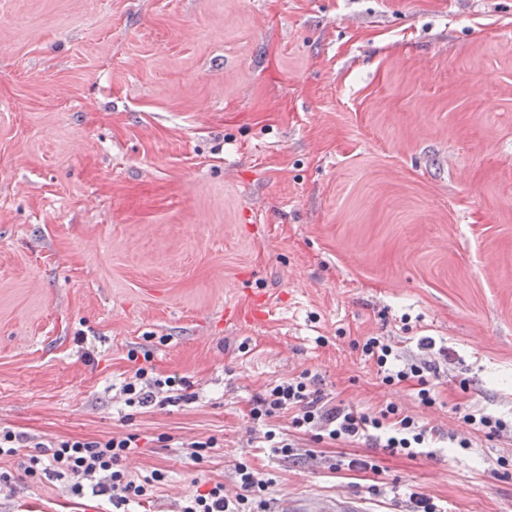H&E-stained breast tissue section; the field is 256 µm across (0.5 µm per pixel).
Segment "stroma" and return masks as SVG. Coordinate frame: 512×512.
I'll use <instances>...</instances> for the list:
<instances>
[{
  "label": "stroma",
  "mask_w": 512,
  "mask_h": 512,
  "mask_svg": "<svg viewBox=\"0 0 512 512\" xmlns=\"http://www.w3.org/2000/svg\"><path fill=\"white\" fill-rule=\"evenodd\" d=\"M367 336L442 348L441 405L383 385ZM132 351L187 401L131 414ZM305 370L440 431L435 457L252 448V401ZM473 405L512 418V0H0V428L139 434L128 470L168 478L129 512L244 457L282 503L512 512V438L448 445ZM210 436L208 462L178 447ZM1 471L0 512L111 508ZM363 502L344 493L318 497L308 502L288 500L280 512H362Z\"/></svg>",
  "instance_id": "obj_1"
}]
</instances>
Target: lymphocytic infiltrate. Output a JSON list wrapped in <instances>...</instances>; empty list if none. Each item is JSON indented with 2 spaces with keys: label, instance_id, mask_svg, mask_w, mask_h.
I'll list each match as a JSON object with an SVG mask.
<instances>
[{
  "label": "lymphocytic infiltrate",
  "instance_id": "obj_1",
  "mask_svg": "<svg viewBox=\"0 0 512 512\" xmlns=\"http://www.w3.org/2000/svg\"><path fill=\"white\" fill-rule=\"evenodd\" d=\"M365 360L373 362L385 385L414 384L420 405L432 408L439 396L433 379L436 368L428 359L399 361L393 344L381 336H369L357 344ZM184 379L161 376L144 367L137 368L122 387L128 407L140 410L161 403H180ZM310 372L280 381L267 388L253 402L250 419L264 426L260 447L273 449L289 460L317 458V446L335 447L361 439L393 455L414 459L433 457L434 429L420 424L397 403L389 402L375 411L336 405L325 399ZM464 436L456 445L471 447V434L493 438L512 433V424L473 407L456 408ZM138 434L103 439L69 438L43 445L38 453L21 455L26 436L0 428V458L20 457L26 476L40 479L53 473L68 493L104 496L117 512L133 502L152 498L155 488L165 483L166 472L155 469L147 475H134L125 466L128 458L139 454ZM236 491L227 494L220 481L193 478L192 491L185 495L179 512H275L272 495L275 480L261 472L250 459L241 458L231 468Z\"/></svg>",
  "mask_w": 512,
  "mask_h": 512
}]
</instances>
